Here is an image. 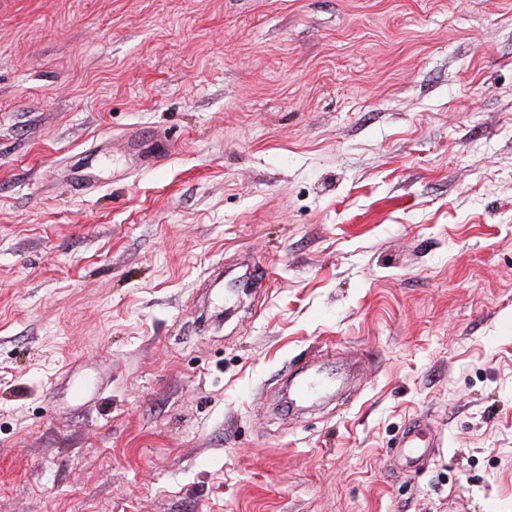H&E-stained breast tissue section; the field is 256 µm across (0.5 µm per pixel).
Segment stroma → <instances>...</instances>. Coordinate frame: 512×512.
<instances>
[{
  "label": "stroma",
  "instance_id": "obj_1",
  "mask_svg": "<svg viewBox=\"0 0 512 512\" xmlns=\"http://www.w3.org/2000/svg\"><path fill=\"white\" fill-rule=\"evenodd\" d=\"M0 512H512V0H0ZM174 139L167 134L158 135L154 139V147L146 155V162L149 167L158 168L166 164L174 154Z\"/></svg>",
  "mask_w": 512,
  "mask_h": 512
}]
</instances>
